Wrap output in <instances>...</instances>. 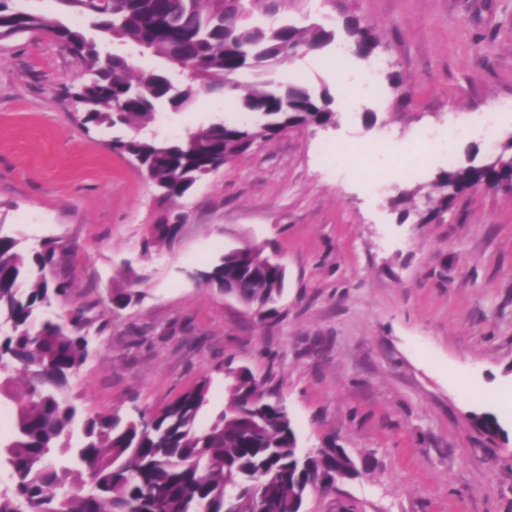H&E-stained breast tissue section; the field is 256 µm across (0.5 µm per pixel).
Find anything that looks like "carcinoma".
Segmentation results:
<instances>
[{
  "label": "carcinoma",
  "instance_id": "obj_1",
  "mask_svg": "<svg viewBox=\"0 0 512 512\" xmlns=\"http://www.w3.org/2000/svg\"><path fill=\"white\" fill-rule=\"evenodd\" d=\"M23 0H0V41L41 32L64 44L81 62L85 79L65 93L82 125L133 127L141 134L112 140V150L141 163L164 200L184 197L226 160L246 154L289 127H325L334 98L325 89L280 83L281 65L335 44L333 30L288 21L297 0H244L225 9L213 0H56L81 15L86 27L36 13ZM346 30L362 60L376 54V30L350 15ZM93 31L160 59L133 75L127 53L103 49ZM247 75L250 80L243 81ZM203 91L232 94L256 114L249 124L216 121L178 139L152 129L156 114L181 112ZM512 140L476 166L450 165L430 184L433 207L445 213L458 196L484 185L512 191ZM180 224L155 226L145 250L174 247ZM61 245L45 240L23 254L22 241L0 224V399L14 405V428L0 437V512H302L306 495L359 474L345 449L329 443L302 456L293 423L273 392L244 367L224 365L230 398L207 426L199 415L209 403L211 378L159 410L135 407L122 415L81 416L68 395L72 377L111 322L95 314L96 301L73 302L57 271ZM207 285L235 283L238 294L277 316L286 271L262 249L224 252L199 273ZM139 295L112 292V311ZM25 388L13 390L14 374ZM489 437L499 434L495 415L474 416Z\"/></svg>",
  "mask_w": 512,
  "mask_h": 512
}]
</instances>
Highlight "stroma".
<instances>
[{
  "label": "stroma",
  "instance_id": "35a3bbf8",
  "mask_svg": "<svg viewBox=\"0 0 512 512\" xmlns=\"http://www.w3.org/2000/svg\"><path fill=\"white\" fill-rule=\"evenodd\" d=\"M350 14L380 33L371 61L335 65L330 47L278 70L328 89L334 126L259 142L173 203L110 149L111 128L74 117L64 89L84 79L76 57L43 34L0 41V225L28 246L59 240L72 300H98L112 321L71 381L83 412L157 410L208 376L210 420L229 359L275 389L299 447L332 440L357 463V477L309 495L304 512H512V192L471 191L426 222L423 189L444 162L409 181L381 164L377 192L354 172L387 130L412 141L497 107V139L512 138V0H300L288 19L345 43ZM373 63L405 93L359 101ZM228 106L202 94L162 111L155 129L182 136ZM328 143L349 145L346 166L325 162ZM176 215L174 248L145 249ZM245 243L287 270L279 315L264 323L196 278ZM130 286L139 298L112 311L109 293ZM478 410L507 438L481 432Z\"/></svg>",
  "mask_w": 512,
  "mask_h": 512
}]
</instances>
